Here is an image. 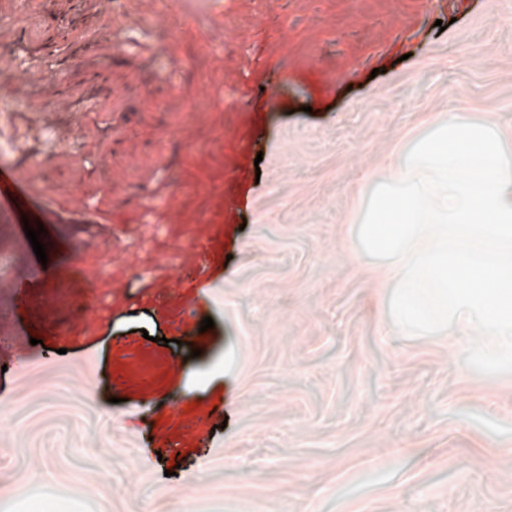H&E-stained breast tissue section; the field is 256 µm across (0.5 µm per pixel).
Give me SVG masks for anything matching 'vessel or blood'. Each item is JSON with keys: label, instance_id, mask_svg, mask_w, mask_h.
<instances>
[{"label": "vessel or blood", "instance_id": "vessel-or-blood-1", "mask_svg": "<svg viewBox=\"0 0 512 512\" xmlns=\"http://www.w3.org/2000/svg\"><path fill=\"white\" fill-rule=\"evenodd\" d=\"M120 13L119 0H0V99L21 100L35 120L60 110L63 97L44 96L43 82L35 70L17 63L15 42H26L41 58L51 56L66 42L98 44L102 50L89 65L101 68L112 54L103 45V35ZM55 275L53 269L34 266L13 286L16 292L25 293Z\"/></svg>", "mask_w": 512, "mask_h": 512}]
</instances>
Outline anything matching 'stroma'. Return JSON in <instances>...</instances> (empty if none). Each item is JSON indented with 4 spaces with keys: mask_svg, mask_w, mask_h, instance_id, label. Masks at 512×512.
I'll list each match as a JSON object with an SVG mask.
<instances>
[{
    "mask_svg": "<svg viewBox=\"0 0 512 512\" xmlns=\"http://www.w3.org/2000/svg\"><path fill=\"white\" fill-rule=\"evenodd\" d=\"M154 7L68 111L0 108V512H512V374L402 333L356 240L379 158L512 126V0H171L172 35ZM116 89L111 130L71 124ZM145 96L210 107L169 134ZM53 209L49 265L105 267L14 297Z\"/></svg>",
    "mask_w": 512,
    "mask_h": 512,
    "instance_id": "stroma-1",
    "label": "stroma"
}]
</instances>
